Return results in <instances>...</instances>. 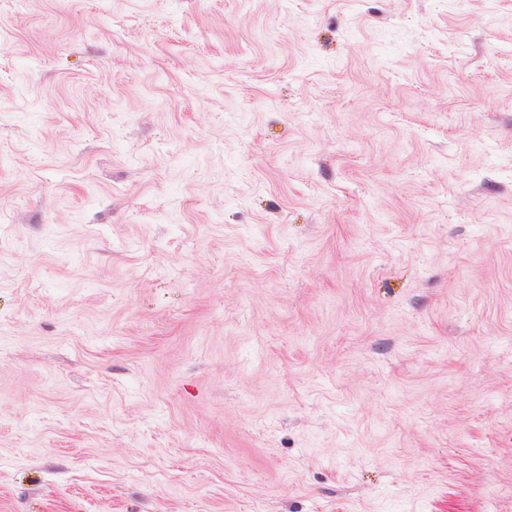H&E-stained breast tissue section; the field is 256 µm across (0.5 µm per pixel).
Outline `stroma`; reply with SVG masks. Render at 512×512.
Listing matches in <instances>:
<instances>
[{
	"label": "stroma",
	"instance_id": "1",
	"mask_svg": "<svg viewBox=\"0 0 512 512\" xmlns=\"http://www.w3.org/2000/svg\"><path fill=\"white\" fill-rule=\"evenodd\" d=\"M0 512H512V0H0Z\"/></svg>",
	"mask_w": 512,
	"mask_h": 512
}]
</instances>
